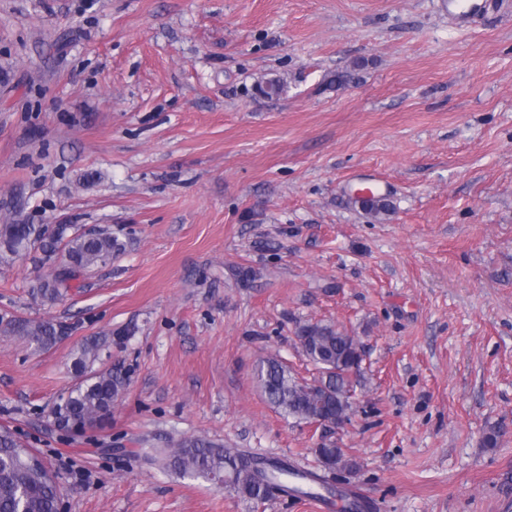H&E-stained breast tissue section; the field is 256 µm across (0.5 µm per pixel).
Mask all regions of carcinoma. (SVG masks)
I'll return each instance as SVG.
<instances>
[{
    "instance_id": "1",
    "label": "carcinoma",
    "mask_w": 512,
    "mask_h": 512,
    "mask_svg": "<svg viewBox=\"0 0 512 512\" xmlns=\"http://www.w3.org/2000/svg\"><path fill=\"white\" fill-rule=\"evenodd\" d=\"M358 203L375 218L393 210L391 200L385 196L360 199ZM123 248L124 243L106 228L70 236L62 228L52 234L46 224L22 221L0 224L1 265L26 253L39 252L46 258L61 254L63 261L51 276L32 286V296L44 304L60 299L72 288V282L111 261ZM5 330L27 337L41 349L51 348L58 338L56 325L49 321H9ZM296 335L306 338L302 353L319 370L320 376L308 383L296 377L282 361L268 359L260 365L257 380L269 403L284 416L307 424L338 413L350 415L355 372L352 365L360 350L357 338L343 328L322 322L303 324ZM106 343L107 339L101 336L86 340L76 367L85 371L99 358ZM126 385L127 377L120 370L94 371L54 412L66 414L69 426L76 431L100 425ZM27 454L28 448L15 433L0 430V512H57L61 498L59 484L46 468L29 465ZM317 455L330 472H350L356 468V463L334 443H321ZM146 461L182 477H203L230 486L255 501L268 500L279 493L311 497L313 493L295 481L318 480L316 475L300 472L285 461L245 454L199 438L184 439L162 456L151 455Z\"/></svg>"
}]
</instances>
